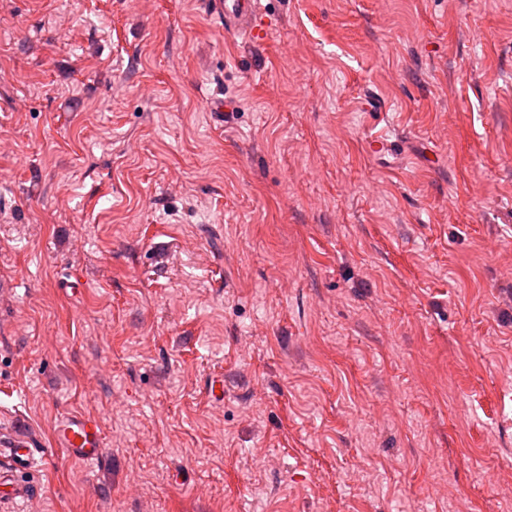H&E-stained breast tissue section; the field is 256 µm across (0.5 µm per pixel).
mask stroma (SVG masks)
Here are the masks:
<instances>
[{
  "instance_id": "35a3bbf8",
  "label": "stroma",
  "mask_w": 512,
  "mask_h": 512,
  "mask_svg": "<svg viewBox=\"0 0 512 512\" xmlns=\"http://www.w3.org/2000/svg\"><path fill=\"white\" fill-rule=\"evenodd\" d=\"M0 199V512H512V0H0ZM211 14L224 20V30L238 35L256 34L260 0H210ZM57 444L86 461L102 457L101 430L98 419L90 414L66 417L55 429ZM0 457L4 465L0 466V485L8 487L1 499V504L17 498L27 499L36 491L27 481L23 480L36 461V445L31 437H7L0 443Z\"/></svg>"
}]
</instances>
